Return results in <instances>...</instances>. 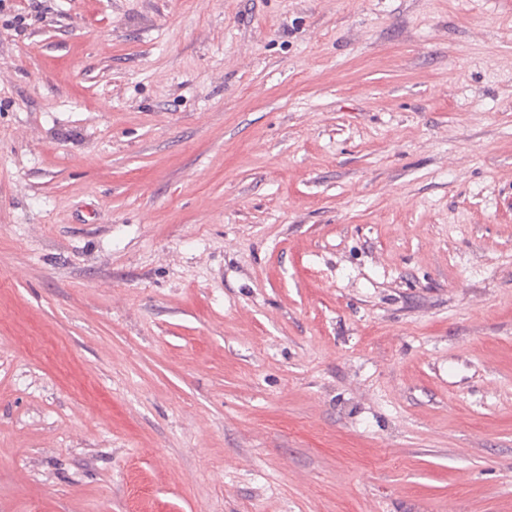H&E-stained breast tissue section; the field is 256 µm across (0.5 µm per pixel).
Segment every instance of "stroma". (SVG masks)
Wrapping results in <instances>:
<instances>
[{"instance_id": "obj_1", "label": "stroma", "mask_w": 512, "mask_h": 512, "mask_svg": "<svg viewBox=\"0 0 512 512\" xmlns=\"http://www.w3.org/2000/svg\"><path fill=\"white\" fill-rule=\"evenodd\" d=\"M11 2L0 512H512V0Z\"/></svg>"}]
</instances>
